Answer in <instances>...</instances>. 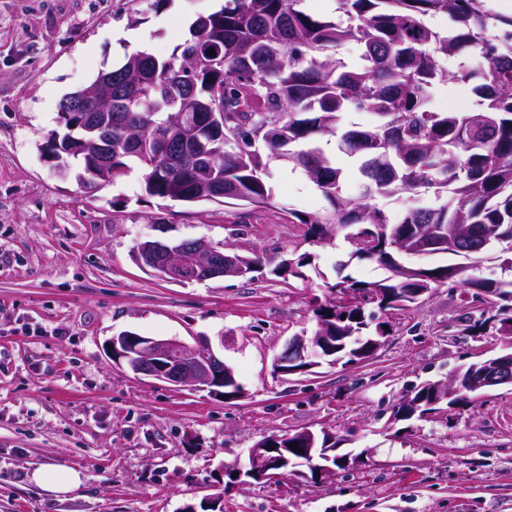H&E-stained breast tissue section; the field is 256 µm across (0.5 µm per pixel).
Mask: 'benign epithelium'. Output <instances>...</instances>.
<instances>
[{"mask_svg":"<svg viewBox=\"0 0 512 512\" xmlns=\"http://www.w3.org/2000/svg\"><path fill=\"white\" fill-rule=\"evenodd\" d=\"M112 96V74L102 76L99 83L89 89L79 105L94 109L101 101ZM207 126L216 140L223 138L224 126L214 121V113L200 115L177 112L158 141L166 155L165 167H171L176 156L173 147L187 138L190 130ZM112 169V150L108 149L89 157L90 176L106 174ZM228 246L216 245L200 238L180 245L146 239L134 248V261L159 272L171 281L207 280L216 277H246L256 270L251 260L237 253L226 252ZM346 348V337L332 336L327 326L308 337L300 334L292 337L285 351L274 359V370L280 375L302 372L330 361L334 366L345 360L341 352ZM112 361L127 366L138 376L150 377L176 387L207 390L214 395L221 394L224 400L244 396V388L236 380L234 370L224 363L206 340L188 344L177 339H160L123 332L112 337L110 342ZM467 382L475 389L487 390L493 387L512 386V352L487 359L471 366ZM305 445L303 456L311 461L313 476H327L335 467L325 461L314 463L320 452L321 437L311 430L296 433ZM291 469L286 448H267L263 444L253 448L246 466L235 465L224 469V475L232 477L227 484L230 489L251 484L255 480L280 482L288 477ZM311 476V477H313ZM311 477L303 470L294 471L295 481H309Z\"/></svg>","mask_w":512,"mask_h":512,"instance_id":"7a95c632","label":"benign epithelium"}]
</instances>
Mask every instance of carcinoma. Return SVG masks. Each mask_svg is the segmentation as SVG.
Here are the masks:
<instances>
[{
  "label": "carcinoma",
  "mask_w": 512,
  "mask_h": 512,
  "mask_svg": "<svg viewBox=\"0 0 512 512\" xmlns=\"http://www.w3.org/2000/svg\"><path fill=\"white\" fill-rule=\"evenodd\" d=\"M306 0H224L220 9L189 26V38L168 58L145 51L125 56L112 72V109L103 113L105 133L116 143H137L112 152V180L142 169L147 195L188 203L232 199L252 209L272 205L274 161L301 170L328 207L305 215L288 212V223L308 224L314 242L331 228L346 231L351 257L374 262L388 276L374 282L343 276L331 289L344 297H376L382 311L421 303L420 292L448 283L463 289L469 309L489 304L462 329L478 336L489 324L512 327V278L477 277V253L446 247L424 251L458 262L434 267L400 263L402 245L423 235L445 234L473 244L488 238L507 244L499 255L512 272V16L494 12L488 0H336L335 17L305 11ZM448 19L445 27L433 20ZM352 43L351 62L337 57ZM216 55L210 56L208 50ZM455 68L448 69L447 62ZM470 84L477 108H434L439 89ZM369 112L376 123L341 128L349 108ZM173 112L224 113V138L200 129L182 146L184 178L158 171L160 133ZM334 138L350 159L343 167L315 138ZM355 178L359 196L343 193ZM429 199L393 221L381 199ZM311 254L289 260L288 274L305 278ZM316 321L345 327L363 341L387 334L368 304L314 310ZM480 397L466 385L432 406L425 385L404 394L393 416L424 420Z\"/></svg>",
  "instance_id": "1"
}]
</instances>
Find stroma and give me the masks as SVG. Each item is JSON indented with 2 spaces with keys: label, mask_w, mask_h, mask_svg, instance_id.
I'll return each mask as SVG.
<instances>
[{
  "label": "stroma",
  "mask_w": 512,
  "mask_h": 512,
  "mask_svg": "<svg viewBox=\"0 0 512 512\" xmlns=\"http://www.w3.org/2000/svg\"><path fill=\"white\" fill-rule=\"evenodd\" d=\"M224 0H0V512H179L223 495L224 512H512V387L432 421L397 420L413 385L508 353L497 325L460 329L461 289L389 314L374 354L281 376L273 361L314 331L336 266L359 280L382 267L350 259L343 235L305 239L284 209L327 205L301 172L276 162L273 204L240 222V206L147 196L142 171L98 188L60 177L41 150L62 97L125 54L172 55L191 22ZM206 238L251 255L308 252L304 278L271 265L245 278L174 282L131 257L137 242ZM209 340L243 386L228 402L115 365L123 332ZM305 429L342 438L357 462L320 481L225 491L224 469L247 464L270 435ZM43 464L73 468L81 487L49 493Z\"/></svg>",
  "instance_id": "1"
}]
</instances>
